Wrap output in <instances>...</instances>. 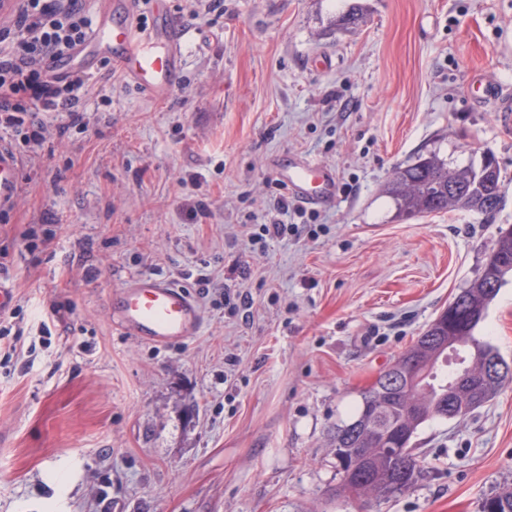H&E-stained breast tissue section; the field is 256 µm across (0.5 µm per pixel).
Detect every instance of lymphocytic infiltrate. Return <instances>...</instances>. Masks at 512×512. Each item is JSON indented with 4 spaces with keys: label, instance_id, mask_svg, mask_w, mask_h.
Returning a JSON list of instances; mask_svg holds the SVG:
<instances>
[{
    "label": "lymphocytic infiltrate",
    "instance_id": "1",
    "mask_svg": "<svg viewBox=\"0 0 512 512\" xmlns=\"http://www.w3.org/2000/svg\"><path fill=\"white\" fill-rule=\"evenodd\" d=\"M91 31L83 0H12L0 17V129L11 130L31 148L46 133L37 113L64 112L70 124L83 125L89 75L58 77L50 64Z\"/></svg>",
    "mask_w": 512,
    "mask_h": 512
}]
</instances>
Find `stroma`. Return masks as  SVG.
<instances>
[{"mask_svg":"<svg viewBox=\"0 0 512 512\" xmlns=\"http://www.w3.org/2000/svg\"><path fill=\"white\" fill-rule=\"evenodd\" d=\"M354 2L224 0L193 20L170 0L187 36L167 101L107 60L85 128L41 113L0 210L24 346L0 362V512H480L512 489L509 381L419 428L408 491L336 493L330 430L512 227V126L470 83L512 95V0H362L365 21L336 29ZM431 153L493 159L499 209L398 218L386 181ZM276 155L327 165L341 194L316 230L254 245ZM145 274L197 294L198 336L159 349L116 326L114 290ZM228 288L246 314L228 315ZM474 335L512 365V274Z\"/></svg>","mask_w":512,"mask_h":512,"instance_id":"35a3bbf8","label":"stroma"}]
</instances>
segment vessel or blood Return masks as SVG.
Instances as JSON below:
<instances>
[{
  "label": "vessel or blood",
  "mask_w": 512,
  "mask_h": 512,
  "mask_svg": "<svg viewBox=\"0 0 512 512\" xmlns=\"http://www.w3.org/2000/svg\"><path fill=\"white\" fill-rule=\"evenodd\" d=\"M132 0H103L98 21L88 39L55 63L54 72H93L109 58L121 73L157 101L167 100L182 67V32L166 7H159L154 29L139 36L132 21ZM480 102L495 111L512 112V98L495 83L479 80ZM278 181L307 205L336 203V175L326 165L304 156L276 158ZM21 172L8 147L0 144V205L18 192ZM112 316L129 336L165 347L197 336L204 318L196 297L167 279L141 275L127 280L112 295Z\"/></svg>",
  "instance_id": "vessel-or-blood-1"
}]
</instances>
